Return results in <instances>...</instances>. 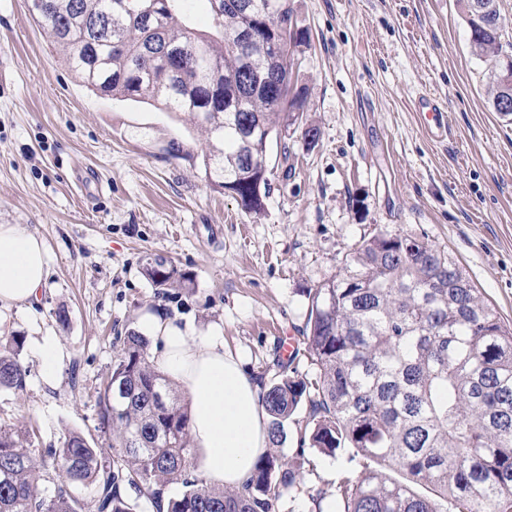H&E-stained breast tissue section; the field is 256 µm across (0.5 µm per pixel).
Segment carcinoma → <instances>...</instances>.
<instances>
[{"instance_id": "1", "label": "carcinoma", "mask_w": 512, "mask_h": 512, "mask_svg": "<svg viewBox=\"0 0 512 512\" xmlns=\"http://www.w3.org/2000/svg\"><path fill=\"white\" fill-rule=\"evenodd\" d=\"M191 0H28L32 18L67 51L71 69L92 91L159 103L189 116L206 136L203 163L211 184L262 208L267 143L281 122L295 124L305 99L267 85L240 90L284 60L273 52L294 30L288 0H206L214 34L187 22ZM472 54L490 71L494 110L512 100L501 79L504 18L499 0H458ZM261 27L244 46L232 36L249 20ZM143 271L157 288L191 278L166 259L147 256ZM304 342L315 377L277 364L260 390L269 444L248 483L229 492L188 477L190 415L169 380L149 360V341L129 332L98 393L100 425L112 432V458L70 432L54 450L62 483L49 495L29 436L0 427V512H84L75 490L97 485L95 512H133L132 487L167 512H275L297 489L304 445L327 456L341 448L376 467L349 471L338 486L343 512H512V327L479 296L452 257L425 237L380 232L353 252L343 274L309 292ZM16 353L0 355V388L21 390ZM164 396L158 404L157 396ZM309 409L296 455L282 451L286 424ZM386 467L406 476L387 477ZM430 487L420 495L413 485ZM181 486L175 496L170 487Z\"/></svg>"}]
</instances>
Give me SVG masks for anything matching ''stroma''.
I'll use <instances>...</instances> for the list:
<instances>
[{
    "mask_svg": "<svg viewBox=\"0 0 512 512\" xmlns=\"http://www.w3.org/2000/svg\"><path fill=\"white\" fill-rule=\"evenodd\" d=\"M289 5L305 36L290 55L303 123L269 141L271 189L255 213L211 185L186 115L90 91L27 0H0V224L40 236L50 267L36 301L0 307V352L17 347L27 372L24 389H0V425L28 432L45 464L71 431L108 448L98 391L144 312L219 333L259 379L281 336H301L310 290L381 231L449 253L512 325V122L491 106L457 0ZM422 93L443 101L448 135L426 133ZM148 254L191 285L154 287ZM47 338L62 352L52 380L36 354ZM305 456L301 492L276 512H342L353 462Z\"/></svg>",
    "mask_w": 512,
    "mask_h": 512,
    "instance_id": "35a3bbf8",
    "label": "stroma"
}]
</instances>
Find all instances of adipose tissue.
<instances>
[{"label":"adipose tissue","instance_id":"obj_1","mask_svg":"<svg viewBox=\"0 0 512 512\" xmlns=\"http://www.w3.org/2000/svg\"><path fill=\"white\" fill-rule=\"evenodd\" d=\"M48 274L44 241L22 225L0 224V306L31 303ZM144 322L155 366L190 400L199 469L213 485L240 487L269 445L257 384L225 352L223 336H192L176 320L154 314Z\"/></svg>","mask_w":512,"mask_h":512}]
</instances>
